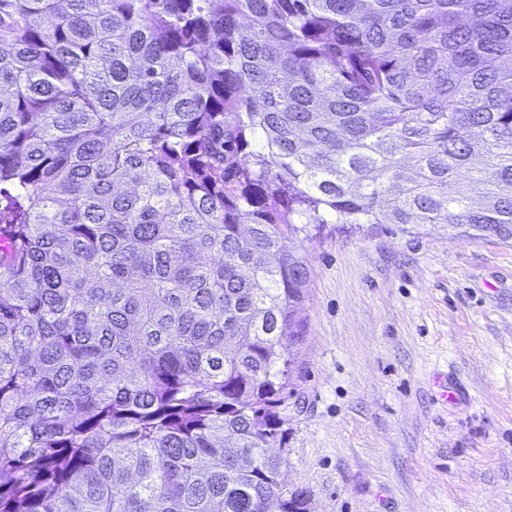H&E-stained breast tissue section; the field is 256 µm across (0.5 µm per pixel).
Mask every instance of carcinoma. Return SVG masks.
I'll use <instances>...</instances> for the list:
<instances>
[{"label":"carcinoma","instance_id":"obj_1","mask_svg":"<svg viewBox=\"0 0 512 512\" xmlns=\"http://www.w3.org/2000/svg\"><path fill=\"white\" fill-rule=\"evenodd\" d=\"M0 200V512H265L289 235L512 240V0H0Z\"/></svg>","mask_w":512,"mask_h":512}]
</instances>
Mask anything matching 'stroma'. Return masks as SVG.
<instances>
[{"label":"stroma","instance_id":"35a3bbf8","mask_svg":"<svg viewBox=\"0 0 512 512\" xmlns=\"http://www.w3.org/2000/svg\"><path fill=\"white\" fill-rule=\"evenodd\" d=\"M289 245L311 278L272 445L286 490L309 512H512V242L311 224Z\"/></svg>","mask_w":512,"mask_h":512}]
</instances>
